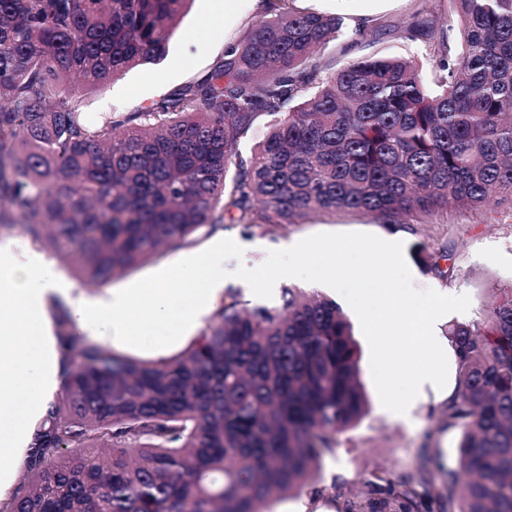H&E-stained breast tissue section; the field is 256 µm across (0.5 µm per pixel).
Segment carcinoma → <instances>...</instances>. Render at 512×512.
I'll list each match as a JSON object with an SVG mask.
<instances>
[{"label":"carcinoma","instance_id":"cac0c4a2","mask_svg":"<svg viewBox=\"0 0 512 512\" xmlns=\"http://www.w3.org/2000/svg\"><path fill=\"white\" fill-rule=\"evenodd\" d=\"M192 0H0V203L22 233L104 286L207 226L246 233L352 215L388 228L455 227L412 256L460 278L467 226L512 224V0H415L413 62L316 50L343 18L262 0L263 17L203 76L132 112L92 120L82 92L163 57ZM371 19L356 40L377 39ZM249 155L240 143L260 124ZM61 387L26 476L0 512H272L319 496L326 454L367 413L360 348L336 301L288 287L278 306L229 288L179 353L119 354L73 329L57 302ZM448 428L458 467L335 484L337 512H512V288L454 322Z\"/></svg>","mask_w":512,"mask_h":512}]
</instances>
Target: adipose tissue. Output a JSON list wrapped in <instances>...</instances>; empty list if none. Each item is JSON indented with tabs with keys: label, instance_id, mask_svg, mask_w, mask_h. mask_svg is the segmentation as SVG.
<instances>
[{
	"label": "adipose tissue",
	"instance_id": "ef3b65f1",
	"mask_svg": "<svg viewBox=\"0 0 512 512\" xmlns=\"http://www.w3.org/2000/svg\"><path fill=\"white\" fill-rule=\"evenodd\" d=\"M224 283V250L178 265L169 278L113 294L107 302H71L73 321L91 335L151 344L156 325L198 320ZM67 288L36 254L18 260L0 249V501L8 499L17 462L33 440L27 416H42L60 371V348L46 310Z\"/></svg>",
	"mask_w": 512,
	"mask_h": 512
}]
</instances>
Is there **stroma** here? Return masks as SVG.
I'll return each instance as SVG.
<instances>
[{"label": "stroma", "mask_w": 512, "mask_h": 512, "mask_svg": "<svg viewBox=\"0 0 512 512\" xmlns=\"http://www.w3.org/2000/svg\"><path fill=\"white\" fill-rule=\"evenodd\" d=\"M212 0H193L179 28L169 43L165 56L148 62L112 79L107 86L85 92L86 110L90 115L102 112H129L151 100L160 98L180 85L205 74L222 56L228 42L243 37L261 15L257 0H237L233 12L217 16L215 24H207L212 16ZM295 8L316 9L343 17L346 25L366 17L390 24L391 32L374 41L355 42L344 35L323 48L317 55L320 64L332 69L342 67L361 56H399L425 62L423 44L407 39L403 33L408 24L413 0H295ZM329 232H366L385 238L390 234L384 225L355 216L315 218L305 224L268 228L254 235L242 234L239 228L216 226L203 232L198 240L169 250L123 278L103 287L82 285L69 267L46 253L51 271L70 288L73 295L92 301L106 300L112 292L159 271L185 257L197 254L223 238L241 240V260H228L227 270L238 264H262L268 251L283 249L313 234ZM468 243L460 258L462 276L450 287L453 295L466 294L471 299L468 312L449 314L447 321L436 324L438 335H445L450 322L476 320L492 289L512 286V226L474 224L469 228ZM194 332L176 335L174 329L158 328L150 346L113 344L104 339V346L116 352L145 359H160L174 355L194 339ZM361 381L369 401V414L352 431L341 434L336 451L324 459L326 482L343 483L346 489L357 490L364 469L382 467L393 476L419 474L431 466L433 458H441L444 468H456L459 435L447 428L444 412L446 401L433 390L426 391L415 404L409 419H393L381 405L370 368L367 342H360Z\"/></svg>", "instance_id": "stroma-1"}]
</instances>
